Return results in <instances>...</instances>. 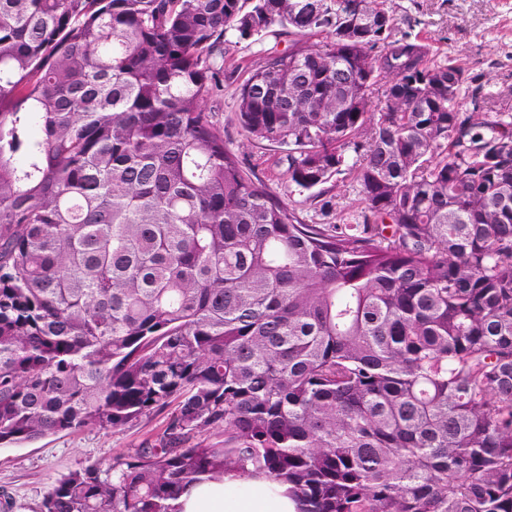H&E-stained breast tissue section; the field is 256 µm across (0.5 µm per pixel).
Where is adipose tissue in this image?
I'll return each instance as SVG.
<instances>
[{"instance_id":"ef3b65f1","label":"adipose tissue","mask_w":512,"mask_h":512,"mask_svg":"<svg viewBox=\"0 0 512 512\" xmlns=\"http://www.w3.org/2000/svg\"><path fill=\"white\" fill-rule=\"evenodd\" d=\"M178 503L182 512H297L287 486L230 474L192 485Z\"/></svg>"}]
</instances>
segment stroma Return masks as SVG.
I'll return each instance as SVG.
<instances>
[{
  "label": "stroma",
  "mask_w": 512,
  "mask_h": 512,
  "mask_svg": "<svg viewBox=\"0 0 512 512\" xmlns=\"http://www.w3.org/2000/svg\"><path fill=\"white\" fill-rule=\"evenodd\" d=\"M394 37L426 44L434 60L455 58L467 71L470 88L480 92L484 108L512 114V0H388ZM297 36L273 27L262 36L224 35L223 87L209 103L224 142L247 171L309 224H332L352 216L364 203L350 174L311 188L288 178L287 151L247 141L237 120L243 82L268 58L298 47ZM162 411L121 431L83 428L34 441L0 447V492L14 502L12 512H40L51 484L81 464H90L154 439L168 422Z\"/></svg>",
  "instance_id": "obj_1"
}]
</instances>
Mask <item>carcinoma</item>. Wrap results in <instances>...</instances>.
<instances>
[{
  "mask_svg": "<svg viewBox=\"0 0 512 512\" xmlns=\"http://www.w3.org/2000/svg\"><path fill=\"white\" fill-rule=\"evenodd\" d=\"M344 2L0 0V446L171 409L42 512L227 472L298 512H512V122ZM274 26L325 42L255 70L241 129L300 187L352 175L360 224L302 221L212 120L224 34Z\"/></svg>",
  "mask_w": 512,
  "mask_h": 512,
  "instance_id": "carcinoma-1",
  "label": "carcinoma"
}]
</instances>
